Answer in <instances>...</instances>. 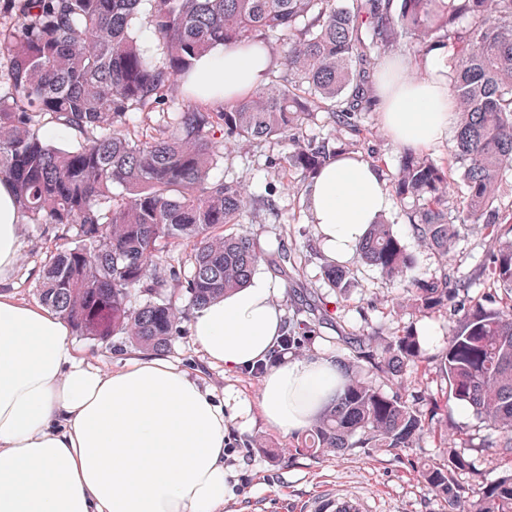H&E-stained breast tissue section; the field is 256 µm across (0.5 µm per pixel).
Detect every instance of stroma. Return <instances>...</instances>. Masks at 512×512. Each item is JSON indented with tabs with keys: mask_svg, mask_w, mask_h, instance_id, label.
<instances>
[{
	"mask_svg": "<svg viewBox=\"0 0 512 512\" xmlns=\"http://www.w3.org/2000/svg\"><path fill=\"white\" fill-rule=\"evenodd\" d=\"M362 120L368 131L362 140L330 122L323 112L307 117L302 134L309 140L326 141L336 148L351 146L357 154L378 157L383 172H392L399 163L401 145L384 128L379 112L364 113ZM293 150V143L285 138L235 142L225 148L214 171L225 182L246 189L251 198L242 230L264 251L282 247L295 257L283 274L264 264L257 269L258 274L280 285L277 302L285 321L311 314L318 319L312 342L290 350L289 359L322 356L346 363L353 358L348 344L351 337L369 333L381 342L406 330L416 331L422 336L421 358L407 368L402 379H393L367 365L362 368L363 375L381 390H401L414 399V408L422 418L447 426L456 438L457 450L471 463L470 469L458 476L461 484L475 489L495 480L502 474L495 448L497 432L478 420L467 406L452 402L446 411L435 415L426 402L428 396L446 391L438 365L448 347L447 314H424L410 308L391 313L396 289L390 288L375 268L357 258L349 263L353 280L347 295L331 287L324 276L328 260L317 245L314 226L308 222L305 184L286 161ZM414 207L411 198L393 204L384 220L394 225L416 270L430 278L438 275L439 264L433 252L409 230ZM54 244V238L35 225H25L20 261L0 275V292L22 302L37 303L36 286ZM492 249L481 226H470L462 232L448 262L449 274L463 275L482 263ZM73 343L106 371L123 367L141 353L140 348L126 341L106 344L77 336ZM164 355L216 397L231 391L253 408L250 422L244 426L232 423L228 433L235 449L231 464L239 480L225 500L223 512H307L310 503L338 490L362 497L366 512H448L444 499L417 472L419 464L442 460L446 453L433 435H423L415 448L400 453L384 448H350L341 455L330 451L313 454L297 447L296 434L269 428L256 412L260 374L209 365L193 342L189 323H182Z\"/></svg>",
	"mask_w": 512,
	"mask_h": 512,
	"instance_id": "obj_1",
	"label": "stroma"
}]
</instances>
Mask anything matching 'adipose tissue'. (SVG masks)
I'll return each instance as SVG.
<instances>
[{
	"instance_id": "adipose-tissue-1",
	"label": "adipose tissue",
	"mask_w": 512,
	"mask_h": 512,
	"mask_svg": "<svg viewBox=\"0 0 512 512\" xmlns=\"http://www.w3.org/2000/svg\"><path fill=\"white\" fill-rule=\"evenodd\" d=\"M437 57L424 56L421 80L405 78L407 64L397 59L379 84L383 125L400 144L430 147L448 135L455 107L434 74ZM269 63L267 47L245 43L204 55L196 75L230 99L259 86ZM306 196L318 246L334 263L351 260L392 206L382 171L355 154L317 171ZM22 231L2 182L0 274L18 262ZM278 290L256 276L195 312L191 335L210 364L246 368L274 349ZM69 334L50 309L0 293V512H221L232 492L223 404L163 357L103 371ZM342 385L330 360L284 362L264 375L259 410L288 434L307 426Z\"/></svg>"
}]
</instances>
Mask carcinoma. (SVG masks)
Listing matches in <instances>:
<instances>
[{
  "label": "carcinoma",
  "mask_w": 512,
  "mask_h": 512,
  "mask_svg": "<svg viewBox=\"0 0 512 512\" xmlns=\"http://www.w3.org/2000/svg\"><path fill=\"white\" fill-rule=\"evenodd\" d=\"M162 44L144 49L136 25ZM282 37L283 72L216 107L183 92L164 106L178 79L217 46ZM404 38L405 56L445 46L448 93L457 103L455 160L448 167L403 149L389 187L413 198L410 230L448 267L462 229L493 236L488 260L456 279L415 272L393 225H369L357 248L420 312L453 311L440 360L446 396L470 407L499 434L503 475L482 487L472 512H512V202L499 187L512 177V0H0V182L11 185L24 223L54 232L39 302L71 332L94 340L122 336L163 350L180 316L167 292L192 313L247 285L258 266L279 267L241 224L249 204L236 185L212 176L226 142L284 137L291 166L307 181L335 150L300 138L311 113L359 136L373 101L365 82L382 52ZM145 130L129 132L136 114ZM191 246L189 268L170 266V249ZM335 288L349 287L347 266L325 268ZM488 285L479 298L469 292ZM296 322L288 343L314 335ZM358 357L393 376L416 363L418 336H394L381 351L366 336ZM429 424L413 405L350 374L336 400L313 420L304 449L411 448ZM448 453L420 478L456 512L465 488L455 475L469 461L439 434Z\"/></svg>",
  "instance_id": "carcinoma-1"
}]
</instances>
